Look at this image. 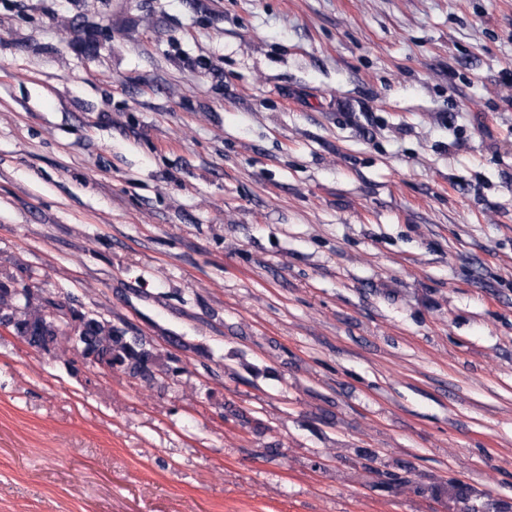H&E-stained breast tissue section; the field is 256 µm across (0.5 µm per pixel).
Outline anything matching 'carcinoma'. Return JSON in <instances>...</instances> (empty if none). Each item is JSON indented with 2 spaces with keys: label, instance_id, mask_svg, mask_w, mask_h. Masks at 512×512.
<instances>
[{
  "label": "carcinoma",
  "instance_id": "obj_1",
  "mask_svg": "<svg viewBox=\"0 0 512 512\" xmlns=\"http://www.w3.org/2000/svg\"><path fill=\"white\" fill-rule=\"evenodd\" d=\"M45 301L52 308L45 314L35 303ZM9 312L0 313V325L13 329L30 346L49 351L61 342L73 344L84 361L111 365H126L134 376L148 381L161 377L175 378L185 372L182 367L157 364V356L139 336H128L112 327V322L99 313H87L72 306L45 300L41 291L25 285L9 288L0 283V307ZM448 498L461 504L462 512H512V503L474 501L475 491L455 479L448 480Z\"/></svg>",
  "mask_w": 512,
  "mask_h": 512
}]
</instances>
